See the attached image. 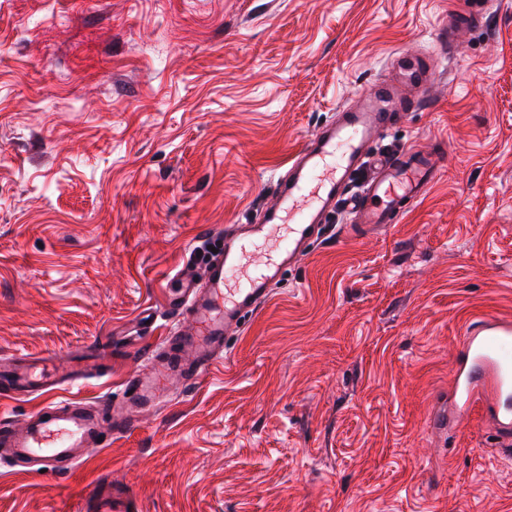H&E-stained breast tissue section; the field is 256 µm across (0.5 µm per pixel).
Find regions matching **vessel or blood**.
<instances>
[{
	"label": "vessel or blood",
	"instance_id": "1",
	"mask_svg": "<svg viewBox=\"0 0 512 512\" xmlns=\"http://www.w3.org/2000/svg\"><path fill=\"white\" fill-rule=\"evenodd\" d=\"M485 16L478 0L456 10L448 17V40H455L460 29L480 25ZM396 58L401 82L380 83L362 106L341 111L309 139L287 178L278 183L276 203L265 208L259 223L225 235L200 275L176 274L180 293L167 307L179 319L177 330L150 352L149 371L129 382L125 414H113L108 400L89 406L68 399L50 402L20 426L1 420L0 451L7 460L33 462L58 473L71 470L82 449L131 431L137 414L159 406L174 380L195 381L205 367L222 359L225 342L267 300L283 271L321 239L325 213L349 203L354 223L371 231L396 223L412 202L425 196L445 153L413 148L369 154L379 134L422 103V96L406 97L407 88H421L431 80L429 56L410 64L404 53ZM103 361V354L94 350L78 362L58 358L48 374L18 365L0 373V391L22 397L64 386L99 369ZM455 395L466 405L480 403L502 443H512L511 322L483 317L467 327ZM88 512H133V499L124 489L103 486L91 496Z\"/></svg>",
	"mask_w": 512,
	"mask_h": 512
}]
</instances>
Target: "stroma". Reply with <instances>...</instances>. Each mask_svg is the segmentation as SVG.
<instances>
[{
    "instance_id": "stroma-1",
    "label": "stroma",
    "mask_w": 512,
    "mask_h": 512,
    "mask_svg": "<svg viewBox=\"0 0 512 512\" xmlns=\"http://www.w3.org/2000/svg\"><path fill=\"white\" fill-rule=\"evenodd\" d=\"M0 0V368L87 348L53 396L120 406L175 323L170 278L253 224L302 145L391 60L433 55L424 108L374 142L446 151L396 224L346 206L221 360L68 473L0 466V512H512V452L479 408L439 432L464 325L512 318V0ZM486 16V8L479 3L464 5L461 9L448 15V48L454 45L456 33L458 30L466 27H475L480 25ZM89 512H132L133 499L129 492L116 485L101 486L89 500Z\"/></svg>"
}]
</instances>
